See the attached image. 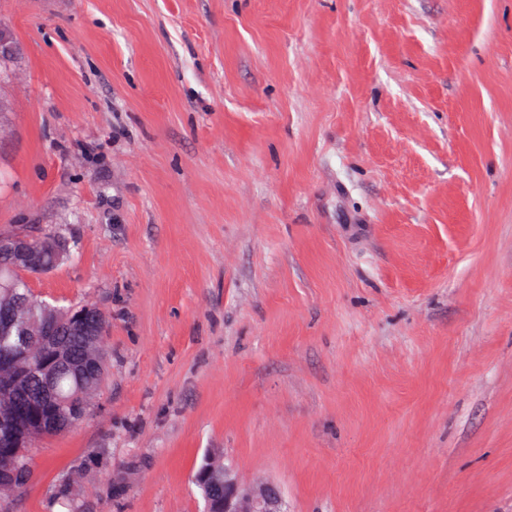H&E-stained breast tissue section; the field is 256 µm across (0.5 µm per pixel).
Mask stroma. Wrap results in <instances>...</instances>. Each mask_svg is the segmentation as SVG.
Returning a JSON list of instances; mask_svg holds the SVG:
<instances>
[{
    "mask_svg": "<svg viewBox=\"0 0 512 512\" xmlns=\"http://www.w3.org/2000/svg\"><path fill=\"white\" fill-rule=\"evenodd\" d=\"M0 232L106 315L8 512H512V0H0ZM103 374L104 372L97 375L91 373L85 378L84 382L90 389L89 392H84L76 378L70 373L62 372L57 376L55 383L57 403L60 407V413L64 416L66 425L52 433L47 432L45 435L53 436L62 433L84 419L89 410L92 397L102 383ZM216 456L224 463L220 455ZM196 480L213 490L209 512H283L280 489L276 485L267 483L255 490L243 488L234 468L226 463L220 467H204Z\"/></svg>",
    "mask_w": 512,
    "mask_h": 512,
    "instance_id": "35a3bbf8",
    "label": "stroma"
}]
</instances>
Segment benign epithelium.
<instances>
[{
  "mask_svg": "<svg viewBox=\"0 0 512 512\" xmlns=\"http://www.w3.org/2000/svg\"><path fill=\"white\" fill-rule=\"evenodd\" d=\"M0 253L10 260V268H33L48 272L57 266L63 256L62 242L46 238L34 244L22 233L1 234ZM104 317L90 305H80L67 310L43 307L42 320L29 323L14 305L0 307V332L31 336L35 341L31 357L41 372L39 400L48 402L54 396L53 381L62 366L76 367V373L101 368L97 338L101 334ZM72 333L87 338L84 354L75 359L63 340ZM27 370L15 360H0V391H20L26 384ZM196 480L209 485L213 494L209 500V512H283L280 489L267 483L252 490L239 485L233 467L210 465L204 467Z\"/></svg>",
  "mask_w": 512,
  "mask_h": 512,
  "instance_id": "obj_1",
  "label": "benign epithelium"
}]
</instances>
